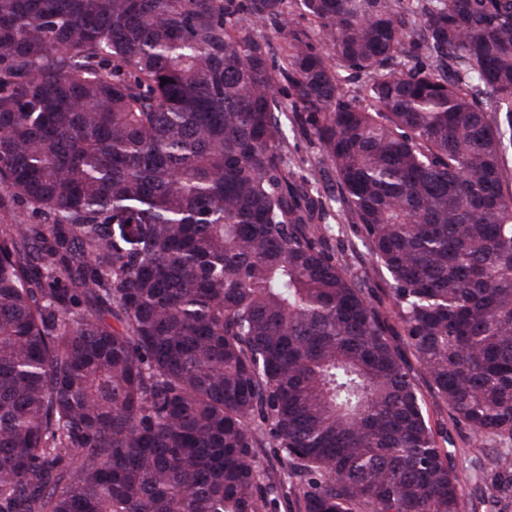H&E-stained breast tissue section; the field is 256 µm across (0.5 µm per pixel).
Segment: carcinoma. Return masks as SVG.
<instances>
[{"label": "carcinoma", "mask_w": 512, "mask_h": 512, "mask_svg": "<svg viewBox=\"0 0 512 512\" xmlns=\"http://www.w3.org/2000/svg\"><path fill=\"white\" fill-rule=\"evenodd\" d=\"M395 336L501 467L512 0H0V512H467ZM291 156L300 168H296L301 174L307 175L310 178L308 183L310 187L315 191L317 190L323 197V200L335 193L336 188L334 186V175L329 173L330 177L316 175L312 177L309 175L307 170L308 162L319 156V144L316 138L311 136L298 137L290 139ZM332 178V180H330ZM331 225L329 242L336 252V257L344 260L352 273L364 277L362 287L369 288L371 300L380 304L383 309H388L390 298L386 277L382 273L374 272L373 259L362 245L359 228L354 224H341V229L338 230L336 224Z\"/></svg>", "instance_id": "1"}]
</instances>
